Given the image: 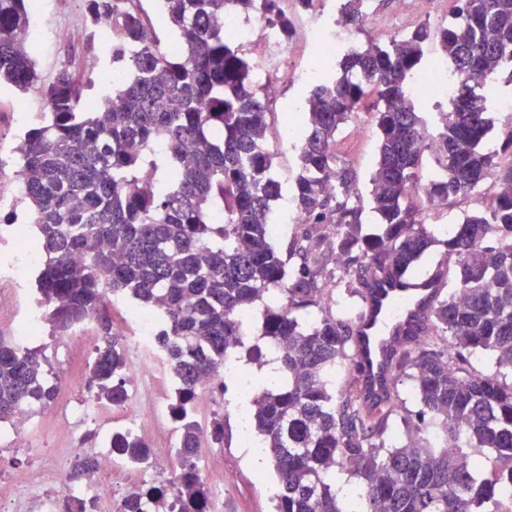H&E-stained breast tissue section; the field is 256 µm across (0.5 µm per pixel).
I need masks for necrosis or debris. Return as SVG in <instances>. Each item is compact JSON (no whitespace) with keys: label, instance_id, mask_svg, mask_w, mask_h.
Returning a JSON list of instances; mask_svg holds the SVG:
<instances>
[{"label":"necrosis or debris","instance_id":"4bbe7bcc","mask_svg":"<svg viewBox=\"0 0 512 512\" xmlns=\"http://www.w3.org/2000/svg\"><path fill=\"white\" fill-rule=\"evenodd\" d=\"M224 29L241 40H258L260 51L255 59L253 76L258 83L264 84L268 95H275L276 88L268 83L266 74L269 65L279 63L285 56L277 29L269 26L259 14L244 20L225 15ZM38 259L27 225H14L5 245L0 247V270L21 281ZM1 313L17 316L14 336L17 344L34 340L39 313L23 289H11L9 299L0 298ZM131 315L127 336L131 360L129 379L137 396L124 409L119 426L151 444L149 460L142 463L116 457L111 448L91 442L87 453L97 460L98 465L89 475L77 480L67 479V460L63 457L32 468L19 481L0 487V512H121L125 498L140 493L148 484L171 480L178 468L177 448L154 445L156 432L161 427L156 385L166 375L167 363L157 343L154 315L137 307L132 309ZM93 333V322L84 320L75 323L68 336L62 337L66 355L55 379L60 388L68 387L74 373L89 368L85 344ZM106 418L105 406L86 394L63 401L48 411L26 409L17 421L0 433L12 441L14 448L33 455L37 452L33 436L45 427L47 420L56 421L58 431L72 437L81 431L89 433L105 429Z\"/></svg>","mask_w":512,"mask_h":512}]
</instances>
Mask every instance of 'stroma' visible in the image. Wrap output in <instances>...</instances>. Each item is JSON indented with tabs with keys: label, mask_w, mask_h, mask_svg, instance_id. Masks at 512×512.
Here are the masks:
<instances>
[{
	"label": "stroma",
	"mask_w": 512,
	"mask_h": 512,
	"mask_svg": "<svg viewBox=\"0 0 512 512\" xmlns=\"http://www.w3.org/2000/svg\"><path fill=\"white\" fill-rule=\"evenodd\" d=\"M39 9L33 14L29 42L34 49L36 70L42 82L53 80L56 73L65 65L73 64L77 75L89 80L87 96L104 95L106 87L102 83L105 72L112 68L111 48L99 40H87L83 32L87 26L83 0H38ZM285 9L291 10L294 35L286 44L287 68L271 67L267 76L279 87V97L272 101L270 123L273 132L269 150L273 156L274 173L280 181L282 198L273 205L272 217L282 231L276 238L280 250H287L294 226L288 221L290 211L286 205L291 198V187L298 170V151L295 143L281 140L279 130L291 103L307 97L311 84L298 83L287 76L288 69L308 65L311 54L304 37V24L315 19L327 23L336 20L339 4L337 0H316L312 12L296 11L294 0H285ZM372 7L382 24L366 27L352 34L351 43L365 45L367 41H382L391 34H405L417 24L428 22L439 24L448 19L455 7V0H415L413 10L404 15L396 8L394 0H372ZM59 30L77 32L74 40L56 38ZM45 101L37 90L17 93L13 87H0V159L7 166L0 171V183L11 186L16 180L15 167L10 159L13 148L23 129L21 118L39 111ZM336 152L344 157L357 171L361 181H368L372 172L376 153L377 138L375 128L367 117H360L343 128L336 136ZM210 407L200 409L197 418L208 422L214 413L226 416L225 442L223 447L214 449L215 457L224 461L229 485L224 490V504L231 512H271L272 502L262 490L255 486L254 474H264L267 480H274L275 473L271 461L256 463L243 440L239 423L240 392L235 388H222L213 384Z\"/></svg>",
	"instance_id": "1"
}]
</instances>
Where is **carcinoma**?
I'll return each mask as SVG.
<instances>
[{
    "label": "carcinoma",
    "mask_w": 512,
    "mask_h": 512,
    "mask_svg": "<svg viewBox=\"0 0 512 512\" xmlns=\"http://www.w3.org/2000/svg\"><path fill=\"white\" fill-rule=\"evenodd\" d=\"M85 2L89 28H111L112 70L128 73L127 82L99 102L68 68L40 82L28 43L33 0H0V83L22 93L40 87L49 109L20 138L16 170L41 254L37 305L53 336L95 320L88 390L104 405L129 398L110 297L129 296L159 316L179 471L174 494L153 485L142 496L168 500L175 512H210L197 459L204 444L224 447V415L203 427L196 401L225 358L262 366L276 345L278 375L242 414L273 462L274 512H502L512 485V136H502L475 89L512 66V0H456L451 20L350 48L315 83L303 101L307 132L292 192L306 223L289 244L288 258L299 259L291 267L269 228L281 196L267 150L269 100L224 31V12H260L288 39L293 21L282 0H161L177 33L171 55L147 40L140 0ZM338 22L362 29L365 0H341ZM431 42L458 89L447 111L428 117L411 80L424 72ZM362 113L378 138L366 196L334 148ZM158 141L167 152L155 151ZM489 177L494 190L485 193ZM418 188L431 203L473 198L481 207L437 239L411 203ZM220 209L224 222L215 223L210 214ZM366 209L379 232H364ZM313 224L334 234L316 235ZM434 246L454 269L426 326L403 331L409 347L383 350L395 385L411 381L417 410L400 413L396 389L368 407L357 316L375 282L412 272ZM326 254L336 270L319 265ZM259 302V339L245 343L243 318ZM479 354L493 370H472ZM46 363L42 349L0 336V424L52 402ZM397 418L400 445L390 432ZM112 450L150 455L145 441L119 430ZM343 475L357 480L360 506L336 494Z\"/></svg>",
    "instance_id": "carcinoma-1"
}]
</instances>
